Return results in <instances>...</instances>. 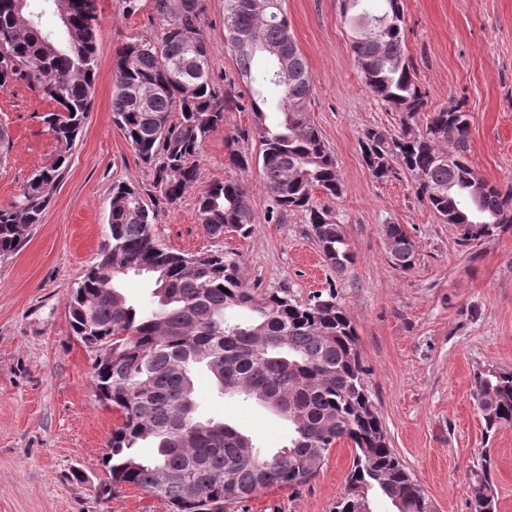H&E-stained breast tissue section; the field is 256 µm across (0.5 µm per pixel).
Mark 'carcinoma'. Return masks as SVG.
<instances>
[{
	"label": "carcinoma",
	"instance_id": "obj_1",
	"mask_svg": "<svg viewBox=\"0 0 512 512\" xmlns=\"http://www.w3.org/2000/svg\"><path fill=\"white\" fill-rule=\"evenodd\" d=\"M0 0V88L34 82L57 107L44 121L58 144L52 164L36 173L16 199L0 208V257L14 254L39 222L49 191L62 177L68 154L91 107L97 68L96 0H68L71 27L54 35L40 25L44 5L54 0ZM364 0H342L350 26V49L363 60L368 92L400 116L401 133L365 130L361 151L378 180L409 173L417 195L442 220L462 228L467 243L512 228V186L485 182L480 202L470 196L479 177L468 160L470 120L458 102L430 113L425 129L411 123L425 111V93L412 78L405 54L400 0H382L371 13ZM164 22L156 40L135 38L117 53L112 97L114 124L154 172L159 199L175 203L199 180V156L208 134L224 126L226 114L249 111L260 144L262 184L271 199L267 221L281 223L301 211L330 265L338 272L354 254L336 216L317 203L322 190L338 197L343 188L336 160L311 124L307 103L312 82L290 33L284 0H225L227 47L233 52L246 92L233 82H215L209 65L198 67L184 34L197 35L196 54L209 58L200 29L202 0H154ZM248 37L280 45L290 75L269 53L248 50ZM159 87L141 107L139 93ZM273 85L272 103L264 89ZM246 192L235 179L216 183L198 199V223L212 239L227 231L246 238L253 220ZM154 210L140 192L112 187L109 243L73 289L69 301L73 334L85 346L112 349L94 361L96 396L112 405L120 422L112 427L103 459L112 488L132 484L165 499L171 512H229L270 487L294 488L320 469L330 449L354 444L352 467L332 512H360L375 495L394 512H433L424 489L392 448L371 400L357 335L336 292L300 300L287 287L260 297L243 280L238 261L222 250L178 252L153 235ZM392 263H414L415 241L398 224L385 229ZM133 274L153 282L155 307L144 312L129 302L121 281ZM210 374L220 392L255 400L288 421V439L260 456L252 438L223 420L196 418L194 377ZM474 398L486 432L512 425V372L475 374ZM156 449L144 459L137 448ZM490 460L476 473L471 512H494Z\"/></svg>",
	"mask_w": 512,
	"mask_h": 512
}]
</instances>
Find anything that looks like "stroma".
I'll return each instance as SVG.
<instances>
[{"label": "stroma", "instance_id": "1", "mask_svg": "<svg viewBox=\"0 0 512 512\" xmlns=\"http://www.w3.org/2000/svg\"><path fill=\"white\" fill-rule=\"evenodd\" d=\"M201 31L215 80L238 78L224 45V0H202ZM406 55L427 109L462 101L470 115L469 161L499 186L512 184V0H401ZM290 31L313 84L310 117L336 158L343 193L328 205L355 262L330 267L301 213L267 222L252 115L228 113L205 139L200 179L157 208L153 232L184 253L222 249L242 266L257 294L288 286L300 299L335 290L358 336L366 381L390 448L436 512H471L472 474L491 461L496 512H512V425L486 432L474 375L512 371V229L467 245L419 198L407 175L375 179L364 162L366 129L399 133L398 113L365 88L349 45L341 0H285ZM98 68L91 108L68 168L25 244L0 259V512H170L138 487L110 491L103 466L117 415L92 386L93 354L69 322L75 283L108 243L112 187L149 189L153 175L112 122L113 63L130 38H156L153 0H97ZM54 102L36 85L0 89V207L54 162L57 142L43 117ZM252 162L228 163V139ZM239 180L254 224L250 237L209 238L197 203L213 183ZM398 224L415 241L413 265H393L383 227ZM197 414L217 416L252 436L262 451L282 446L288 424L256 403L218 396L195 378ZM353 447L333 448L317 474L296 488H272L235 512H331L352 466Z\"/></svg>", "mask_w": 512, "mask_h": 512}]
</instances>
